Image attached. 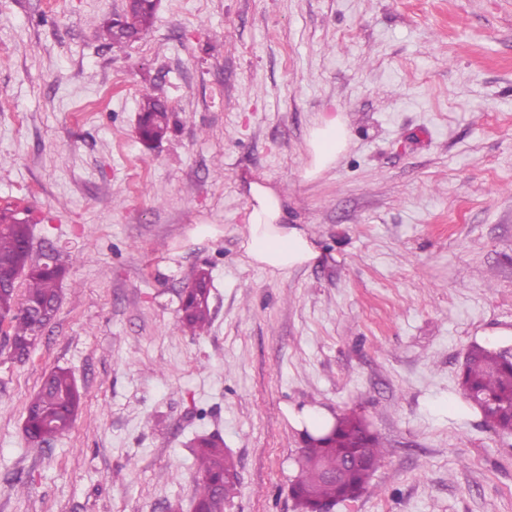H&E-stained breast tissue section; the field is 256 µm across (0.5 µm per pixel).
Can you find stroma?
I'll return each instance as SVG.
<instances>
[{"label":"stroma","mask_w":512,"mask_h":512,"mask_svg":"<svg viewBox=\"0 0 512 512\" xmlns=\"http://www.w3.org/2000/svg\"><path fill=\"white\" fill-rule=\"evenodd\" d=\"M123 5L0 0V210L66 270L29 358L0 337V512H193L210 433L237 466L224 512H299L288 413L315 405L386 448L331 512H512V435L450 408L471 345L512 349V0H159L139 41L105 44ZM146 88L173 114L151 150ZM331 111L347 148L303 178ZM254 182L316 261L245 262ZM59 367L82 403L39 447L26 404ZM208 282L207 273L202 272L182 297L180 326L192 336L200 335L211 322Z\"/></svg>","instance_id":"stroma-1"}]
</instances>
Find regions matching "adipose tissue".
<instances>
[{
  "label": "adipose tissue",
  "mask_w": 512,
  "mask_h": 512,
  "mask_svg": "<svg viewBox=\"0 0 512 512\" xmlns=\"http://www.w3.org/2000/svg\"><path fill=\"white\" fill-rule=\"evenodd\" d=\"M349 140L341 113H320L309 138L310 159L303 170L315 178L335 166ZM251 214L242 244L249 263L270 270H289L315 261L319 253L308 233L285 224V211L277 191L267 185L250 186Z\"/></svg>",
  "instance_id": "1"
}]
</instances>
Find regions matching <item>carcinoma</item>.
I'll list each match as a JSON object with an SVG mask.
<instances>
[{
  "instance_id": "cac0c4a2",
  "label": "carcinoma",
  "mask_w": 512,
  "mask_h": 512,
  "mask_svg": "<svg viewBox=\"0 0 512 512\" xmlns=\"http://www.w3.org/2000/svg\"><path fill=\"white\" fill-rule=\"evenodd\" d=\"M156 3L140 0L132 14V25L141 33L154 22ZM104 39L108 44L125 43L123 29L103 20ZM170 111L150 90L141 94L139 134L150 146L162 141L170 129ZM64 268L56 263L35 262L31 258L29 225L12 211H0V277L18 280L23 277L26 288L17 297L16 286L0 288V317L9 320L10 348L19 357L28 355L39 342L38 321L24 314L30 306L47 318H53L60 303V282ZM208 275L201 273L193 287L184 291L181 301L180 326L197 336L210 325ZM464 399L476 405L486 421L504 432L512 433V361L504 353L482 346L471 348L465 359L461 377ZM81 402V394L72 373L64 368L50 372L26 406L27 438L37 444L47 443L69 432ZM198 462L195 512H219L237 490V480L229 477L236 470L233 459L224 452V441L215 436H202L194 445ZM386 449L353 413L343 414L332 430L320 437H308L302 450L300 476L293 495L302 512H316L322 502L354 499L366 488L371 474L380 465ZM360 457L362 463L341 469L349 458Z\"/></svg>"
}]
</instances>
